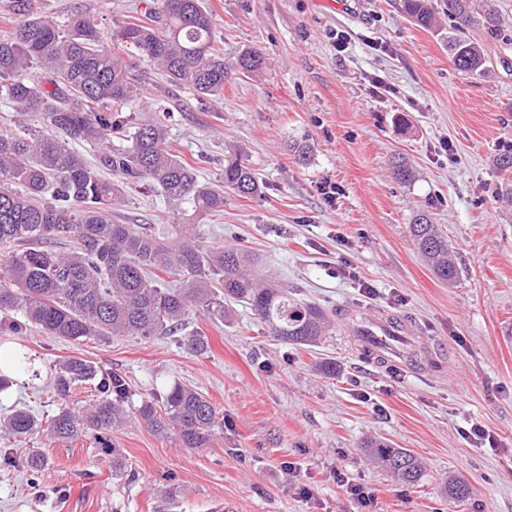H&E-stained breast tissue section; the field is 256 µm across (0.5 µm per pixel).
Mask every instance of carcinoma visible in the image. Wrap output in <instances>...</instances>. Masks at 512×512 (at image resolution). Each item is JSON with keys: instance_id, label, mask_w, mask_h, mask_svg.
I'll use <instances>...</instances> for the list:
<instances>
[{"instance_id": "obj_1", "label": "carcinoma", "mask_w": 512, "mask_h": 512, "mask_svg": "<svg viewBox=\"0 0 512 512\" xmlns=\"http://www.w3.org/2000/svg\"><path fill=\"white\" fill-rule=\"evenodd\" d=\"M444 6L453 21L448 53L455 67L486 75L483 48L462 33L478 24L489 36H501L504 19L495 0H444ZM403 7L415 25L438 26L430 0H403ZM3 12L12 29L0 36V99L13 106L15 119L0 125V250L6 256L0 264L1 336L33 329L67 342L173 335L193 308L214 324L225 323L232 302L249 306L286 344L312 346L327 335L325 310L259 281L243 250L206 246L190 224L177 225L167 241L134 224L114 223L112 208L140 183L158 185L171 210L188 202L199 214L224 211L226 190L246 198L260 194V183L237 152L224 159L223 185L203 183L170 145L163 123L134 121L143 85L89 13L75 10L60 20L42 13L34 0H6ZM144 17L113 30L112 41L149 59L172 86L198 100L224 99V50L203 0H150ZM263 63L254 49L236 53L244 71ZM36 115L46 129L32 127ZM72 141L98 148V164L72 149ZM410 233L433 274L455 283L459 271L439 226L422 213ZM62 238L70 242L67 251L49 247ZM184 346L195 356L209 350L204 334L187 337ZM83 382L94 384L98 399L80 411L70 408L68 397ZM55 390L62 400L55 414L43 419L15 409L0 416V437L44 433L72 441L110 431L127 418L130 384L118 369L104 371L72 357L57 368ZM137 414L154 434L177 435L184 448L206 447L218 425L215 407L182 383L158 400H142ZM363 447L401 483L420 480V463L407 449L373 439Z\"/></svg>"}]
</instances>
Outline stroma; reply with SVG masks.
<instances>
[{
    "label": "stroma",
    "instance_id": "stroma-1",
    "mask_svg": "<svg viewBox=\"0 0 512 512\" xmlns=\"http://www.w3.org/2000/svg\"><path fill=\"white\" fill-rule=\"evenodd\" d=\"M42 12L81 8L104 34L143 17V0H36ZM226 57L262 51L259 71L229 70L223 101L200 104L150 73L140 119L156 106L172 113L174 149L196 162L201 181L224 174V157H248L261 193L224 194V210L171 215L157 187L128 191L112 220L154 233L193 224L204 244L252 254L259 278L292 297L340 310H383L405 317L443 347L411 372L376 367L336 324L321 345L273 341L250 310L213 325L192 311L172 336L63 342L40 332L0 336V356L24 355L28 371L0 392V415L25 408L52 415L55 366L78 356L125 372L130 407L173 383L193 386L223 427L207 447H182L136 418L110 432L109 447L90 436L59 442L37 434L0 441V512H157L172 488V512H512V205L496 195L494 160L512 150V40L482 42L492 68L476 77L455 69L445 47L449 21L425 30L401 0H204ZM343 49H336L335 40ZM308 145L299 162L293 144ZM408 159L412 182L391 177ZM448 235L460 278L439 281L409 233L419 211ZM372 286L366 296L364 286ZM202 332L210 349L195 356L186 337ZM332 361L328 378L314 363ZM490 431L476 441L472 426ZM389 439L418 457L416 486L392 481L361 450L366 436ZM48 464L30 477L29 452ZM120 452L128 477L112 479ZM470 495L449 501L448 475ZM372 492L362 507L348 486Z\"/></svg>",
    "mask_w": 512,
    "mask_h": 512
}]
</instances>
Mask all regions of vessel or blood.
I'll use <instances>...</instances> for the list:
<instances>
[{"label":"vessel or blood","instance_id":"obj_1","mask_svg":"<svg viewBox=\"0 0 512 512\" xmlns=\"http://www.w3.org/2000/svg\"><path fill=\"white\" fill-rule=\"evenodd\" d=\"M345 327L365 358L374 364L405 367L417 342L416 332L405 318L384 311L349 318Z\"/></svg>","mask_w":512,"mask_h":512}]
</instances>
